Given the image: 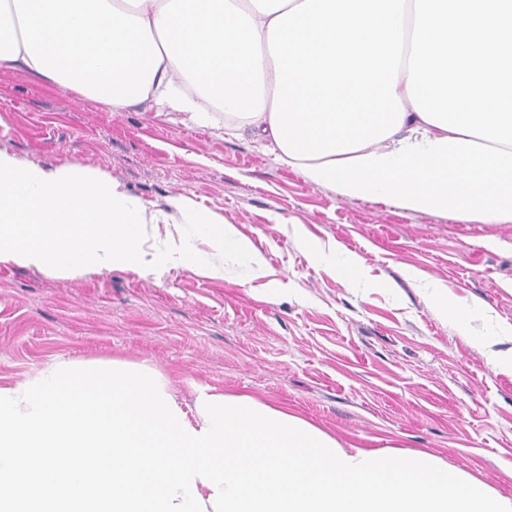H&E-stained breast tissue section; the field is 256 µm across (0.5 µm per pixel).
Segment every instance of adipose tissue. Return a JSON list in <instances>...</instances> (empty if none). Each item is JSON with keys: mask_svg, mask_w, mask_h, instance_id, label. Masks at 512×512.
<instances>
[{"mask_svg": "<svg viewBox=\"0 0 512 512\" xmlns=\"http://www.w3.org/2000/svg\"><path fill=\"white\" fill-rule=\"evenodd\" d=\"M0 66L246 132L348 200L512 222V0H0ZM263 257L185 196L0 149V265L206 278ZM0 512H512L440 458L330 435L251 394L192 402L147 362L0 384Z\"/></svg>", "mask_w": 512, "mask_h": 512, "instance_id": "obj_1", "label": "adipose tissue"}]
</instances>
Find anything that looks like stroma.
<instances>
[{
  "instance_id": "1",
  "label": "stroma",
  "mask_w": 512,
  "mask_h": 512,
  "mask_svg": "<svg viewBox=\"0 0 512 512\" xmlns=\"http://www.w3.org/2000/svg\"><path fill=\"white\" fill-rule=\"evenodd\" d=\"M0 148L121 179L163 204L187 196L223 215L266 260L249 277L175 269L162 280L114 270L71 279L0 266V380L53 358L148 361L179 398L207 384L254 394L340 438L427 452L512 494V223L484 224L349 201L277 164L249 134L188 127L0 67ZM324 250L309 258L303 243ZM338 243L365 267L334 272ZM430 276L472 306L466 333L431 310Z\"/></svg>"
}]
</instances>
